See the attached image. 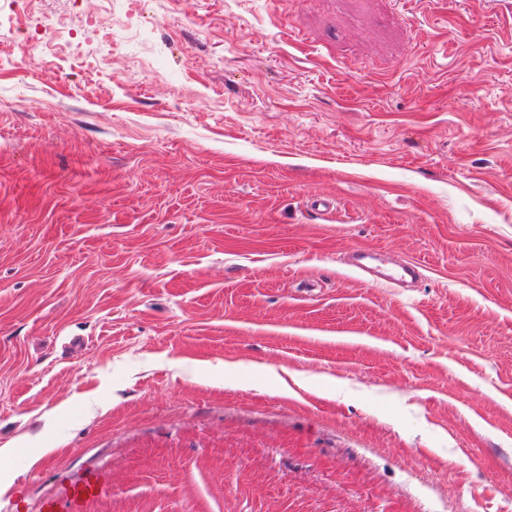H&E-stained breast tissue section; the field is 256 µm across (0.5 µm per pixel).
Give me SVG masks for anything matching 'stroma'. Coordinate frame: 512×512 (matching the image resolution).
Segmentation results:
<instances>
[{"label":"stroma","mask_w":512,"mask_h":512,"mask_svg":"<svg viewBox=\"0 0 512 512\" xmlns=\"http://www.w3.org/2000/svg\"><path fill=\"white\" fill-rule=\"evenodd\" d=\"M0 30V512H512V0Z\"/></svg>","instance_id":"1"}]
</instances>
